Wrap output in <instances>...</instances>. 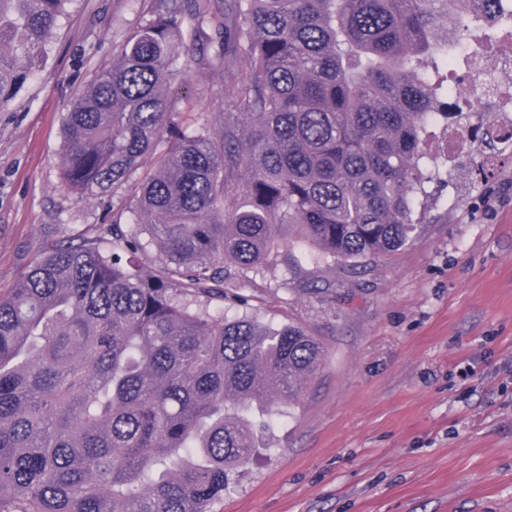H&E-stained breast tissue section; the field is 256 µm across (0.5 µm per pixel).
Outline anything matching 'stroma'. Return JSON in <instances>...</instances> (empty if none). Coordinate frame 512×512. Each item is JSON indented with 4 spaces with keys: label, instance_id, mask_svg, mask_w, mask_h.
<instances>
[{
    "label": "stroma",
    "instance_id": "35a3bbf8",
    "mask_svg": "<svg viewBox=\"0 0 512 512\" xmlns=\"http://www.w3.org/2000/svg\"><path fill=\"white\" fill-rule=\"evenodd\" d=\"M151 5L74 0L0 110V293L62 237L111 223L63 184V118ZM223 94V72L203 66L172 92L212 124ZM481 160L430 168L414 238L317 271L335 293L298 294L277 262L225 302L228 315L303 328L324 360L218 512H512V154L487 175Z\"/></svg>",
    "mask_w": 512,
    "mask_h": 512
}]
</instances>
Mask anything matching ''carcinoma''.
Instances as JSON below:
<instances>
[{
    "label": "carcinoma",
    "instance_id": "cac0c4a2",
    "mask_svg": "<svg viewBox=\"0 0 512 512\" xmlns=\"http://www.w3.org/2000/svg\"><path fill=\"white\" fill-rule=\"evenodd\" d=\"M71 2L0 0L1 108ZM212 2L153 0L64 114L65 185L99 204L131 189L130 218L0 294V512H216L324 350L211 302L288 263L295 236L348 262L416 230L423 133L448 121L438 31L468 0ZM194 62L224 72L217 127L174 109Z\"/></svg>",
    "mask_w": 512,
    "mask_h": 512
}]
</instances>
